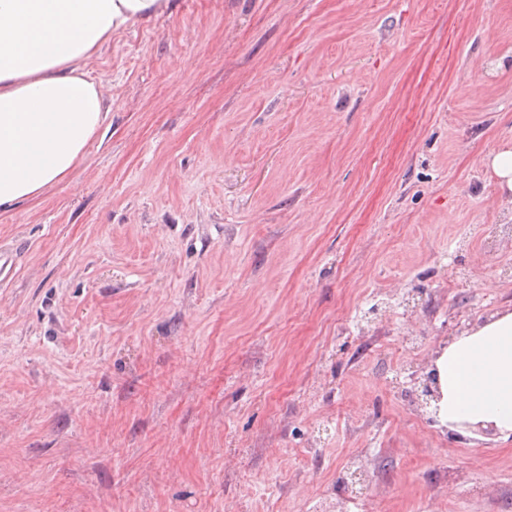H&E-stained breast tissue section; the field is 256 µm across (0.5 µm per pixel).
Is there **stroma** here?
I'll list each match as a JSON object with an SVG mask.
<instances>
[{
  "label": "stroma",
  "instance_id": "35a3bbf8",
  "mask_svg": "<svg viewBox=\"0 0 512 512\" xmlns=\"http://www.w3.org/2000/svg\"><path fill=\"white\" fill-rule=\"evenodd\" d=\"M0 210V512H512L432 352L512 306V0H170ZM491 167L498 178L502 193L512 198V150L496 153L491 159Z\"/></svg>",
  "mask_w": 512,
  "mask_h": 512
}]
</instances>
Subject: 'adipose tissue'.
<instances>
[{"instance_id":"ef3b65f1","label":"adipose tissue","mask_w":512,"mask_h":512,"mask_svg":"<svg viewBox=\"0 0 512 512\" xmlns=\"http://www.w3.org/2000/svg\"><path fill=\"white\" fill-rule=\"evenodd\" d=\"M169 0H0V210L63 181L101 129L98 84L81 66L113 31L164 11ZM439 427L512 438V308L430 359Z\"/></svg>"}]
</instances>
